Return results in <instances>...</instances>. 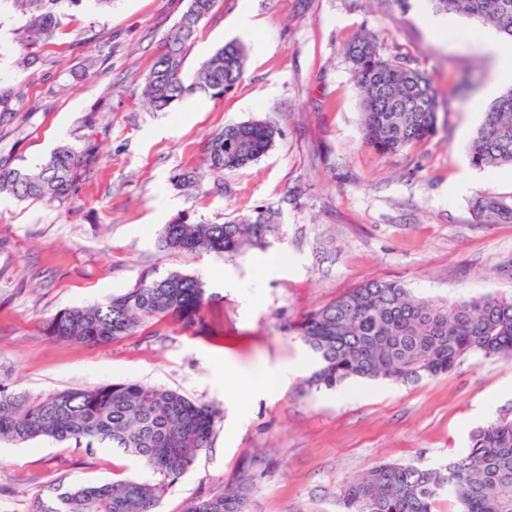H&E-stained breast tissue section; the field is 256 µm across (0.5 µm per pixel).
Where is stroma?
Returning <instances> with one entry per match:
<instances>
[{"instance_id": "obj_1", "label": "stroma", "mask_w": 512, "mask_h": 512, "mask_svg": "<svg viewBox=\"0 0 512 512\" xmlns=\"http://www.w3.org/2000/svg\"><path fill=\"white\" fill-rule=\"evenodd\" d=\"M187 0H114L102 14L73 12L49 39H22L23 21L0 12V160L33 169L67 142L94 148L66 204L0 197V386L47 393L123 381L175 389L220 418L210 448L155 512H184L224 493L240 461L256 457L248 512H341L353 475L388 461L437 466L463 453L471 432L512 411V356L467 361L419 381L356 380L309 387L317 359L288 326L371 279L394 280L434 302L512 296V223L482 224L477 199L512 196V165L474 172L466 145L492 100L512 44L445 15L441 31L420 16L429 0H217L187 47L185 80L228 42L246 50L228 96L187 95L144 110L140 86ZM257 21L246 35L234 21ZM386 56L423 70L444 103L430 140L392 155L368 145L359 92L345 57L362 32ZM263 119L280 130L249 168L215 177L209 139L225 125ZM195 171L196 189L174 178ZM279 210L261 248L234 256L159 250L158 229L183 213L227 222ZM185 272L205 284L200 326L169 322L96 346L68 345L43 327L57 312L102 303L150 271ZM258 364L298 373L270 392ZM134 457L38 438L0 443V512H38L56 489L147 479Z\"/></svg>"}]
</instances>
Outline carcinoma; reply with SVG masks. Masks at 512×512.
Wrapping results in <instances>:
<instances>
[{"label": "carcinoma", "mask_w": 512, "mask_h": 512, "mask_svg": "<svg viewBox=\"0 0 512 512\" xmlns=\"http://www.w3.org/2000/svg\"><path fill=\"white\" fill-rule=\"evenodd\" d=\"M112 0H4L24 20L26 39L52 36L69 12L88 2ZM435 11L471 18L512 42V0H430ZM216 0H188L174 30L144 77L140 97L155 112L195 91L220 98L242 80L245 51L235 42L202 61L185 84L188 42ZM361 108L364 140L382 154H394L438 132L442 101L424 72L380 54L372 35L346 47ZM280 130L261 119L231 124L215 133L207 163L216 172L243 170L275 145ZM473 167L512 165V88L485 112L467 144ZM90 151L60 145L36 169L0 167V194L19 201L62 204L69 200L78 168ZM483 224H511L512 202L490 196L474 203ZM277 212L266 208L224 223H198L184 215L164 224L158 248L187 254L238 253L264 246ZM205 306L202 281L171 272L143 275L134 287L109 301L58 312L45 326L54 339L77 345L108 344L152 321L171 318L188 328ZM289 330L318 357L311 387L334 389L355 379L418 381L446 375L471 359L512 356V299L483 294L451 303L419 299L401 283L373 279L345 290L304 315ZM218 412L179 392L139 382L73 388L32 396L0 387V443L38 438L77 448L119 449L141 460L154 478L79 485L55 496L42 512H154L167 488L212 446ZM254 487L252 466L243 464L231 491L189 502L185 512H248ZM458 512H512V415H499L476 429L467 450L443 467L380 462L347 480L337 500L342 512H436L445 492Z\"/></svg>", "instance_id": "obj_1"}]
</instances>
